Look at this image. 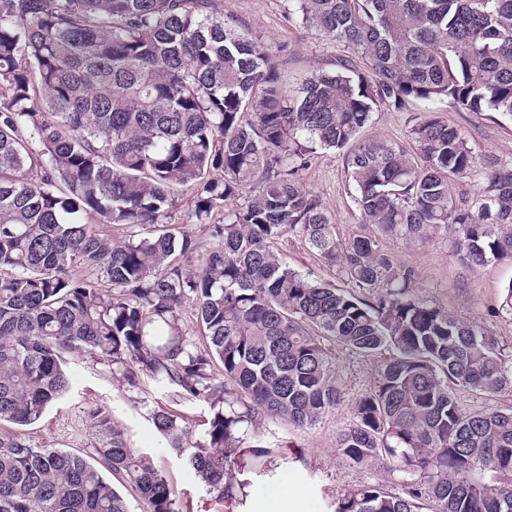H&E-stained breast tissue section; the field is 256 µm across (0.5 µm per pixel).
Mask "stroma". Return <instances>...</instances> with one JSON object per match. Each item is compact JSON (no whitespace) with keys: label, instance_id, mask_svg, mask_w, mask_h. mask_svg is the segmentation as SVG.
<instances>
[{"label":"stroma","instance_id":"stroma-1","mask_svg":"<svg viewBox=\"0 0 512 512\" xmlns=\"http://www.w3.org/2000/svg\"><path fill=\"white\" fill-rule=\"evenodd\" d=\"M218 2L224 14L238 19L254 38L272 48L287 46V54L278 55L277 63L289 89H297L312 70L330 67L340 54L326 38L302 30L295 20L289 19L288 0ZM431 117L460 130L479 157L512 165V120L495 112H464L444 104L430 107L417 102L400 112L385 109L374 113L361 136L408 147L412 144V126ZM299 180L322 201L339 238H347L359 230L361 217L342 152H318L309 166L300 171ZM383 245L401 264L414 268L412 287L417 295L512 342V320L498 313L502 293L512 283V261L467 267L453 256L449 237L442 232L411 243L387 239ZM276 248L290 266L343 285L340 269L325 264L300 237L286 235ZM336 362L343 403L313 429L297 430L285 422L275 424L277 440L291 450L300 451L303 459L279 461L273 476L251 477L244 512H258L259 503L277 497L287 485L302 493L298 512H328L329 502L355 485L374 481L394 483L387 464L357 469L336 452V434L351 424L353 401L375 377L372 361L344 349H337ZM67 370L72 379L70 393L51 406L39 421L20 428L19 434L27 443L91 456L100 442L91 415L97 408H109L114 426L124 432L131 448L150 459L167 478L185 512H214L202 483L189 469L185 458L169 448L150 419L155 409L174 411L184 416L199 436L204 432L202 423L210 414L208 403L181 399L148 379L135 389L122 385L113 379L108 366L86 355H70Z\"/></svg>","mask_w":512,"mask_h":512}]
</instances>
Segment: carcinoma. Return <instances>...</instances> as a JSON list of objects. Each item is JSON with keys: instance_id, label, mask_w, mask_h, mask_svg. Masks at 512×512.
Returning a JSON list of instances; mask_svg holds the SVG:
<instances>
[{"instance_id": "cac0c4a2", "label": "carcinoma", "mask_w": 512, "mask_h": 512, "mask_svg": "<svg viewBox=\"0 0 512 512\" xmlns=\"http://www.w3.org/2000/svg\"><path fill=\"white\" fill-rule=\"evenodd\" d=\"M290 2L343 49L293 92L217 0H0V422H37L71 389L67 356L88 354L130 388L209 403L200 440L162 408L151 420L232 512L240 476L281 456L265 423L311 429L342 404L341 347L376 376L335 448L358 468L389 462L400 491L364 483L330 512H512V408L461 401L512 394V346L419 297L381 242L444 229L471 267L512 261V166L480 163L435 118L411 129L413 155L360 139L374 112L414 100L512 119V0ZM319 149L345 151L379 235L336 236L298 179ZM453 178L475 196L456 198ZM180 187L196 190L204 250L174 222ZM287 234L347 287L290 267L274 250ZM92 421L93 463L0 431V512H128L105 471L146 512H182L110 412Z\"/></svg>"}]
</instances>
